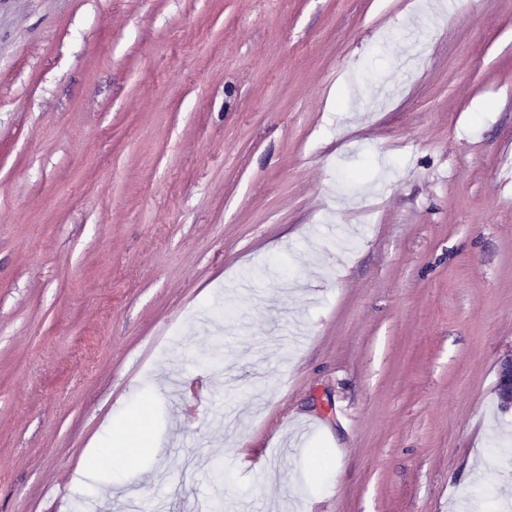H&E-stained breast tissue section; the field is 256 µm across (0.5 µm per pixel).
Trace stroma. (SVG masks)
<instances>
[{
    "mask_svg": "<svg viewBox=\"0 0 512 512\" xmlns=\"http://www.w3.org/2000/svg\"><path fill=\"white\" fill-rule=\"evenodd\" d=\"M510 349L512 0H0V512H512ZM498 386L505 405L512 404V351L499 361Z\"/></svg>",
    "mask_w": 512,
    "mask_h": 512,
    "instance_id": "obj_1",
    "label": "stroma"
}]
</instances>
